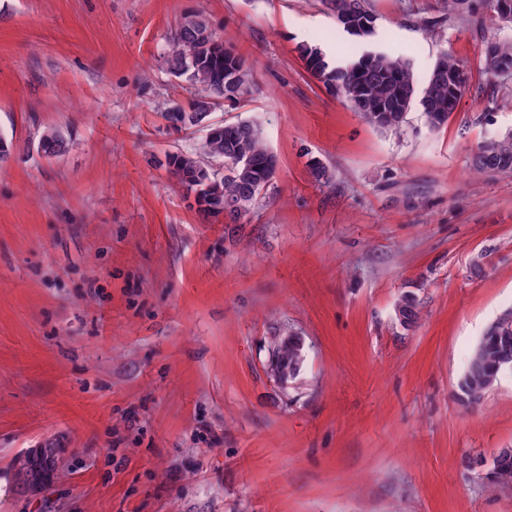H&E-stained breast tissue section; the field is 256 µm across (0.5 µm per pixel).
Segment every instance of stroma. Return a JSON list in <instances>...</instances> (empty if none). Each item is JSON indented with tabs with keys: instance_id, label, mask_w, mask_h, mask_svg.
Masks as SVG:
<instances>
[{
	"instance_id": "stroma-1",
	"label": "stroma",
	"mask_w": 512,
	"mask_h": 512,
	"mask_svg": "<svg viewBox=\"0 0 512 512\" xmlns=\"http://www.w3.org/2000/svg\"><path fill=\"white\" fill-rule=\"evenodd\" d=\"M372 4L358 43L321 0H0V512H512V486L465 466L512 448V376L455 399L512 307V174L467 173L512 131V84L480 66L512 23L481 0ZM187 10L253 68L211 121L256 123L279 159L242 224L164 166L205 136L166 124L190 98L165 63ZM310 45L400 54L422 80L448 53L468 85L446 126L416 106L396 138L309 73ZM48 126L70 139L50 160ZM290 335L307 357L282 382L268 353ZM47 443L65 480L21 490L16 460ZM395 314L403 328L412 327L420 315L419 303L414 295L405 293L396 306Z\"/></svg>"
}]
</instances>
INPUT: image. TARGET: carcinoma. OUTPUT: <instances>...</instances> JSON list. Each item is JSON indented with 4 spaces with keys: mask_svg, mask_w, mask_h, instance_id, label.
<instances>
[{
    "mask_svg": "<svg viewBox=\"0 0 512 512\" xmlns=\"http://www.w3.org/2000/svg\"><path fill=\"white\" fill-rule=\"evenodd\" d=\"M336 20L339 31L356 39H366L375 32L376 18L370 0H322ZM210 25L209 19L194 10L185 12L172 37L166 64L200 94L190 101L196 112H212L223 97L225 82H236L227 101L242 100L253 84L250 64L239 56L227 40L211 46L195 37L199 27ZM497 65L482 59L485 71L494 75L512 76V40H498ZM303 59L310 72L329 90L342 97L368 123L380 131L396 136L403 134L409 111L414 105L422 109L428 127L440 129L447 125L456 110L468 83L464 66L452 57L440 56L425 82L418 81L412 64L401 56L369 50L345 62L331 63L316 47L303 49ZM217 133L203 140L200 148L171 154L166 167L175 175L180 172H206L213 163H224V178L216 180L210 194L217 202L232 207L231 223L246 218L263 197L262 186L272 183L278 160L271 153L259 127L251 121L215 122ZM469 173H512V133L480 144L470 154ZM309 170L315 182L332 183L334 174L321 160L312 158ZM400 325L408 329L419 318L420 308L414 295L404 294L395 310ZM511 357L503 363L504 356ZM304 344L296 336L288 338V350L273 348L268 368L279 379L294 377L293 370L304 365ZM512 373V309H506L491 323L473 346L466 370L457 383L456 399L465 406L482 400L480 387L486 377L500 380ZM490 465V475L503 487L512 486V448H501L491 460L483 456L468 459V467ZM37 458L30 450L15 463L16 476L26 483L35 473Z\"/></svg>",
    "mask_w": 512,
    "mask_h": 512,
    "instance_id": "cac0c4a2",
    "label": "carcinoma"
}]
</instances>
